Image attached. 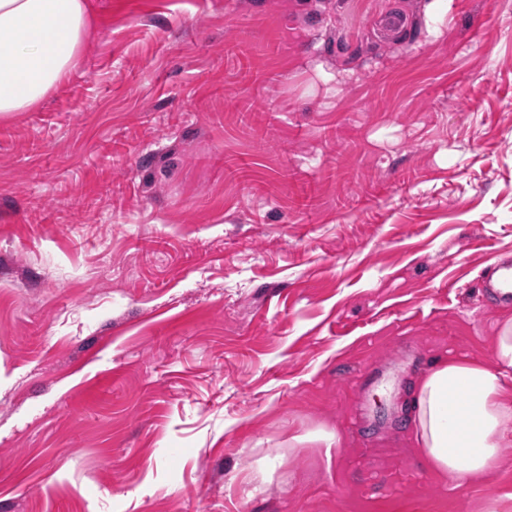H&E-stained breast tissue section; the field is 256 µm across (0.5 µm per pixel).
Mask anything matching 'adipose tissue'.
Wrapping results in <instances>:
<instances>
[{
    "label": "adipose tissue",
    "mask_w": 512,
    "mask_h": 512,
    "mask_svg": "<svg viewBox=\"0 0 512 512\" xmlns=\"http://www.w3.org/2000/svg\"><path fill=\"white\" fill-rule=\"evenodd\" d=\"M91 19L86 0H0V115L36 108L75 66ZM512 319L491 363L441 360L411 383L407 417L431 465L482 479L512 439Z\"/></svg>",
    "instance_id": "obj_1"
}]
</instances>
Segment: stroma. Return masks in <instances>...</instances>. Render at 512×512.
Here are the masks:
<instances>
[{
    "label": "stroma",
    "instance_id": "1",
    "mask_svg": "<svg viewBox=\"0 0 512 512\" xmlns=\"http://www.w3.org/2000/svg\"><path fill=\"white\" fill-rule=\"evenodd\" d=\"M91 6L0 117V512H512L405 409L512 318V0ZM486 288H490L493 296L500 302H512V270L509 267L495 269Z\"/></svg>",
    "mask_w": 512,
    "mask_h": 512
}]
</instances>
